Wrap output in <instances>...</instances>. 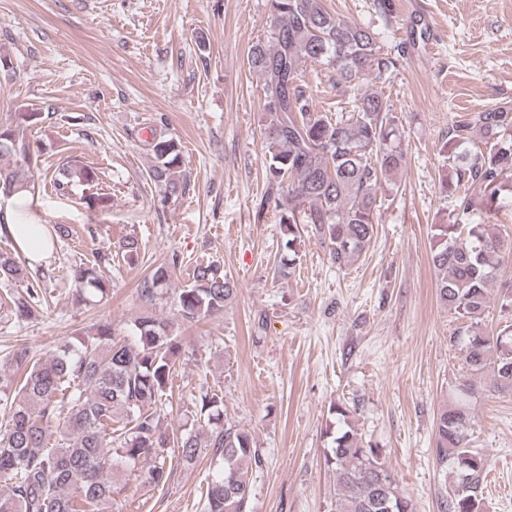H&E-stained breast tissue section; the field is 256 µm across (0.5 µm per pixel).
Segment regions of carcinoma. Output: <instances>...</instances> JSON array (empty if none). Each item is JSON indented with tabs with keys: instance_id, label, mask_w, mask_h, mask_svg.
Listing matches in <instances>:
<instances>
[{
	"instance_id": "carcinoma-1",
	"label": "carcinoma",
	"mask_w": 512,
	"mask_h": 512,
	"mask_svg": "<svg viewBox=\"0 0 512 512\" xmlns=\"http://www.w3.org/2000/svg\"><path fill=\"white\" fill-rule=\"evenodd\" d=\"M269 36L250 47L249 67L263 82L262 135L266 143L269 189L258 212L279 211L280 269L293 271L301 247L300 225L311 224L318 241L337 268L368 253L376 232L378 191H393L389 176L402 168L405 153L390 102L363 91L365 80L382 79L402 67L405 51L384 53L368 26L329 12L323 0H268ZM319 63L336 71V83L354 93L353 110L331 118L312 111L300 67ZM39 112H17L0 121V189L16 195L35 193L32 170L38 159L30 152L26 130ZM481 132L485 148L465 165L453 168L443 192L464 184L483 189L481 205L491 218L512 202V106L478 113L473 123L448 131L441 152L455 156L458 142L470 129ZM155 159L153 180L166 196L185 192L181 152L164 133L148 142ZM94 168L74 162L53 180L63 193L74 185L94 187ZM431 261L438 273L436 294L461 326L450 344L467 370L478 375L490 368L496 388L512 389V324L493 334L482 326L490 303V284L499 275L506 248L493 224L431 225ZM112 254H99L92 264L71 269L80 290L104 292L100 265ZM178 258L156 267L139 285L151 302L170 287ZM23 269L10 254L0 253V277H19ZM236 284L215 264L198 265L192 282L178 289L181 317L192 324L220 313L234 298ZM41 293L40 282L26 293L8 297L13 314L26 317ZM499 313L512 320V281L498 298ZM180 356L170 325L145 313L129 330L116 334L108 324L74 348L69 344L47 360L22 345L0 367V395L12 392L7 421L0 430V512H104L112 497L113 477L123 467L142 466L140 477L157 488L167 483L170 435L161 423L163 396ZM473 384L464 381L448 395L436 422L434 454L451 466V492L443 512H483V456L470 448V399ZM223 399L204 392L196 413L211 425L202 433L185 426L176 438L181 460L193 463L208 448L222 462L203 493L205 512H252L249 470L261 466L250 432L220 419ZM336 431L325 453L336 472L335 512H413L410 497L398 487L384 464L383 449L363 440L349 421V410L336 403Z\"/></svg>"
}]
</instances>
